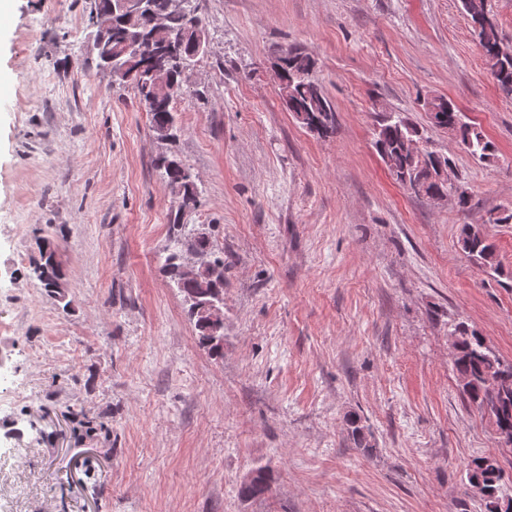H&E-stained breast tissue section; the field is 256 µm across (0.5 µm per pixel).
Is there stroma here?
Listing matches in <instances>:
<instances>
[{
  "label": "stroma",
  "instance_id": "obj_1",
  "mask_svg": "<svg viewBox=\"0 0 512 512\" xmlns=\"http://www.w3.org/2000/svg\"><path fill=\"white\" fill-rule=\"evenodd\" d=\"M205 57L158 140L98 65L91 0H12L0 19V512H484L466 464L512 448L469 403L463 321L512 361V100L460 0H196ZM306 49L336 110L323 136L286 112L275 54ZM451 98L498 149L479 163L426 102ZM408 117L472 194H410L374 147ZM199 178L188 228L224 251V355L197 342L162 269L178 201L156 166ZM482 226L502 275L457 245ZM70 306L33 279L36 229ZM357 417L368 441L348 425ZM269 467L273 490L240 487Z\"/></svg>",
  "mask_w": 512,
  "mask_h": 512
}]
</instances>
